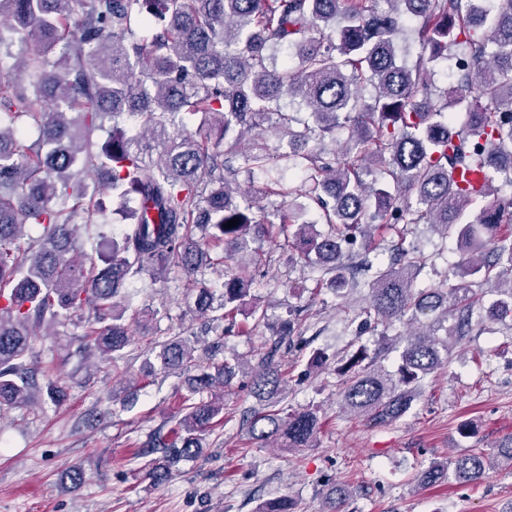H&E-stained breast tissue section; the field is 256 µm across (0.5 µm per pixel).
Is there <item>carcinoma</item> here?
<instances>
[{
    "label": "carcinoma",
    "mask_w": 512,
    "mask_h": 512,
    "mask_svg": "<svg viewBox=\"0 0 512 512\" xmlns=\"http://www.w3.org/2000/svg\"><path fill=\"white\" fill-rule=\"evenodd\" d=\"M0 0V408L40 395L54 405L64 392L29 380L33 327L92 311L90 349L118 358L130 336L127 281L187 277L227 260L245 269L255 243L271 229L285 235L303 261L335 272L326 288L341 297L354 271L369 278L374 325L439 311L457 317L448 335L472 330L476 284L496 288V316H512V203L497 194L512 188V0ZM142 27L150 36L138 35ZM412 31L416 60L398 62V38ZM26 48L17 60L8 48ZM59 51L55 59L50 54ZM283 53L282 63L276 54ZM460 56L469 65L443 94L430 65ZM465 105L462 127L448 100ZM198 119L195 130L186 118ZM38 138L26 141L27 126ZM112 128L99 145L93 135ZM349 141L336 151V132ZM287 145L270 153L253 140L239 156L224 146L256 132ZM266 179L265 191L288 205L255 213V198L239 189L240 169ZM304 173L307 203L284 171ZM97 170L126 210L118 236L102 235L99 263L77 260L83 224L107 223L100 190L78 179ZM478 174L477 187L469 176ZM371 177L366 181L365 177ZM313 208L316 219L298 222ZM237 219L238 225L225 224ZM325 224L328 230L316 228ZM412 224L455 231L470 257L460 275H477L433 291L417 290L425 267L414 248L396 263L375 268L370 246L352 267L343 244L372 238L387 227L403 235ZM224 245L214 258L211 245ZM252 279L240 272L220 290L200 285L194 309L235 329ZM448 342L422 332L409 340L394 378L352 355L341 366L342 405L377 424H391L412 407L427 376L447 362ZM274 352L252 368L251 392L274 398L284 374ZM243 368L235 355L214 361L188 339L160 346L143 376L195 371L182 397L183 415L146 476L160 486L182 459L201 457L203 436L223 422L224 384ZM210 399L202 398L203 393ZM251 438L283 448H308L318 417L302 410L285 417L264 407L246 416ZM512 467V440L494 455L463 453L453 468L437 461L415 475L429 486L452 474L479 482L487 470Z\"/></svg>",
    "instance_id": "cac0c4a2"
}]
</instances>
